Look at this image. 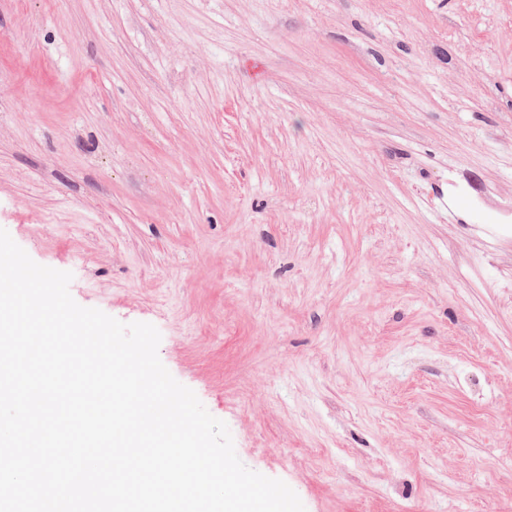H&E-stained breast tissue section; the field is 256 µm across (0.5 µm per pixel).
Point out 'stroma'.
<instances>
[{
	"label": "stroma",
	"instance_id": "obj_1",
	"mask_svg": "<svg viewBox=\"0 0 512 512\" xmlns=\"http://www.w3.org/2000/svg\"><path fill=\"white\" fill-rule=\"evenodd\" d=\"M0 228L306 512H512V0H0Z\"/></svg>",
	"mask_w": 512,
	"mask_h": 512
}]
</instances>
